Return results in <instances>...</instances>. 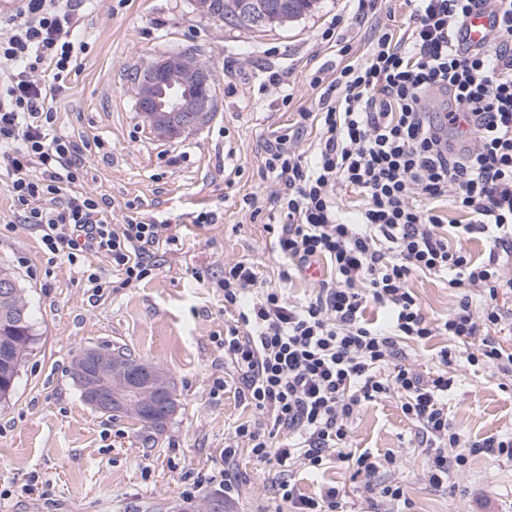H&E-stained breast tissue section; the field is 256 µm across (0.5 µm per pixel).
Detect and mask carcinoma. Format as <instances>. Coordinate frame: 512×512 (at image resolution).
Here are the masks:
<instances>
[{
    "instance_id": "1",
    "label": "carcinoma",
    "mask_w": 512,
    "mask_h": 512,
    "mask_svg": "<svg viewBox=\"0 0 512 512\" xmlns=\"http://www.w3.org/2000/svg\"><path fill=\"white\" fill-rule=\"evenodd\" d=\"M260 2L263 4V11L271 19L298 18L310 12L311 8V0H260ZM239 5L238 0H231L225 5L224 25L247 30L255 29L253 25L239 22V12H237ZM5 281L12 283V288L7 301L0 300V342L9 346L8 358L4 361L0 360V398L10 395L14 390L20 367L30 351L33 328L27 302L21 297L13 275L1 267L0 284ZM124 413L131 415L142 428L155 431L162 430V427L150 425L147 419L159 421L166 416L162 407H157L148 413L137 404L126 407Z\"/></svg>"
}]
</instances>
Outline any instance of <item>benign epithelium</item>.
<instances>
[{
    "label": "benign epithelium",
    "mask_w": 512,
    "mask_h": 512,
    "mask_svg": "<svg viewBox=\"0 0 512 512\" xmlns=\"http://www.w3.org/2000/svg\"><path fill=\"white\" fill-rule=\"evenodd\" d=\"M197 12L220 18L224 0H193ZM210 70L189 50L167 54L140 69L134 84L137 104L160 139H175L211 111ZM86 402L100 413L116 414L131 403L149 410L162 402L171 412L176 399L153 367L110 372L109 362L90 347L77 369Z\"/></svg>",
    "instance_id": "obj_1"
}]
</instances>
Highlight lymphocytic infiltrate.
Here are the masks:
<instances>
[{
	"mask_svg": "<svg viewBox=\"0 0 512 512\" xmlns=\"http://www.w3.org/2000/svg\"><path fill=\"white\" fill-rule=\"evenodd\" d=\"M16 2L0 35V184L21 221L80 268L93 293L137 285L176 244L168 217L131 203L115 217L105 196L83 187L82 147L57 132L56 100L89 49L76 37L82 0ZM475 13L495 32L479 49L459 39ZM412 19L407 36L379 32L365 60L332 81L313 74L316 109L300 115L318 126L313 155L288 129L265 145L263 169L281 184L266 229L284 265L270 284L254 264L228 262L215 283L237 311L224 353L238 394L264 419L236 426L225 446V496L238 491L240 440L256 463L277 466L274 499L288 512H349L337 487L310 496L292 478V467L318 471L334 460L353 468L382 512L407 503L391 476L401 456L348 448L359 409L386 397L413 424L433 489L447 488L470 457L512 459L511 435L465 441L448 418L454 362L512 376V353L487 334L501 320L500 290L512 289V0H415ZM436 93L448 102L434 111ZM340 184L360 196L355 222L339 215ZM448 200L468 223H449ZM476 237L488 244L481 259L463 246ZM94 258L111 279L92 270ZM320 262L331 272L317 293L291 300L289 284ZM415 275L447 277L459 295L448 317H426L408 287ZM434 336L450 348L434 369L414 368L407 342Z\"/></svg>",
	"mask_w": 512,
	"mask_h": 512,
	"instance_id": "lymphocytic-infiltrate-1",
	"label": "lymphocytic infiltrate"
}]
</instances>
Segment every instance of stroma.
Instances as JSON below:
<instances>
[{
  "label": "stroma",
  "mask_w": 512,
  "mask_h": 512,
  "mask_svg": "<svg viewBox=\"0 0 512 512\" xmlns=\"http://www.w3.org/2000/svg\"><path fill=\"white\" fill-rule=\"evenodd\" d=\"M407 0H316L311 12L262 31L229 28L203 17L192 0H92L82 34L91 49L79 55L59 101L58 131L99 137L85 165L84 187L115 206L132 201L164 211L179 237L149 282L92 295L82 273L45 251L38 233L16 219L0 187V265L13 272L34 323L35 343L13 393L0 399V512H261L270 503L272 472L240 449L235 497L207 483L192 502L179 493L186 473L213 476L224 468V444L255 412L235 396L237 378L220 336L229 320L211 282L225 263L245 260L266 281L282 264L263 220L239 209L244 195L259 202L279 189L261 173L260 145L278 128L315 108V71L334 79L337 44L361 58L375 30L403 33ZM182 49L211 71L216 97L207 121L174 140L150 132L130 76L143 64ZM288 84L282 104L270 82ZM202 211L216 224H195ZM409 286L429 318L446 316L458 301L439 278L415 276ZM124 347L167 372L177 409L164 430L132 417L102 414L80 397L73 360L88 347ZM448 416L463 439L512 433V379L458 363ZM354 448L392 449L411 512H512V460L477 455L447 489L423 479L425 452L397 399L363 406L350 438ZM303 493L322 483L343 487L355 512H374L346 464L324 474L296 472Z\"/></svg>",
  "instance_id": "stroma-1"
}]
</instances>
